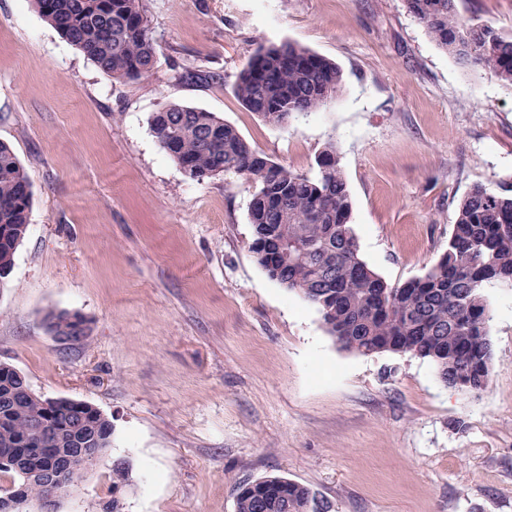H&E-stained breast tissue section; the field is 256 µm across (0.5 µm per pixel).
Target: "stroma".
<instances>
[{"label": "stroma", "instance_id": "35a3bbf8", "mask_svg": "<svg viewBox=\"0 0 512 512\" xmlns=\"http://www.w3.org/2000/svg\"><path fill=\"white\" fill-rule=\"evenodd\" d=\"M157 55L114 81L31 0H0V141L32 187L0 289V363L43 398L85 401L112 445L59 512H236L280 475L333 512H512V290L486 292L493 365L470 394L409 353L362 355L270 279L251 250L254 188L191 179L149 124L167 103L215 113L290 170L335 143L361 258L388 284L424 276L477 185L512 195V90L437 46L405 0H143ZM512 36V0H458ZM335 62L325 109L273 125L234 86L262 43ZM122 172L108 181L107 169ZM81 314L70 348L43 326ZM130 463L112 487V462Z\"/></svg>", "mask_w": 512, "mask_h": 512}]
</instances>
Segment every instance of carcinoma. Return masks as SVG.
<instances>
[{
    "instance_id": "cac0c4a2",
    "label": "carcinoma",
    "mask_w": 512,
    "mask_h": 512,
    "mask_svg": "<svg viewBox=\"0 0 512 512\" xmlns=\"http://www.w3.org/2000/svg\"><path fill=\"white\" fill-rule=\"evenodd\" d=\"M41 16L113 80L151 72L157 45L142 0H33ZM409 12L439 47L461 64L512 89V37L462 17L457 0H406ZM342 72L331 60L290 42L257 47L235 85L249 111L270 124L283 114L318 112L338 94ZM159 147L188 175L204 181L227 172L255 186L249 223L252 251L268 277L317 308L328 333L363 355L393 352L427 358L448 385L468 393L488 382L489 288H512V196L473 187L462 200L440 260L421 278L391 287L359 253L352 202L336 146L321 152L318 172H294L257 150L212 112L168 103L152 113ZM31 184L12 147L0 142V287L29 226ZM48 398L25 376H0V498L24 488L27 502L47 491L4 463L21 450L65 447L85 419L92 446L111 447L112 421L102 412L62 408L47 416ZM129 463L112 461V487L128 485ZM305 485L268 475L240 486L236 512H331Z\"/></svg>"
}]
</instances>
